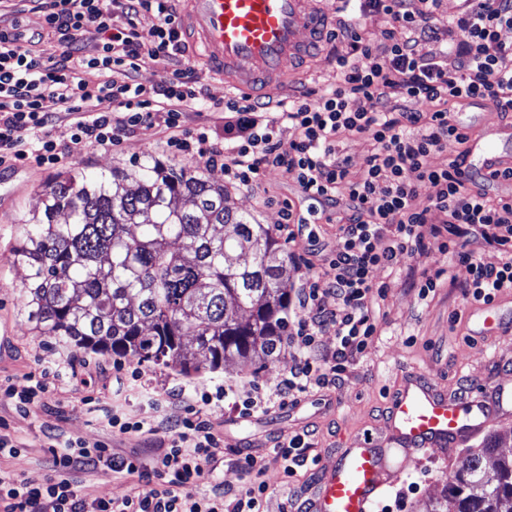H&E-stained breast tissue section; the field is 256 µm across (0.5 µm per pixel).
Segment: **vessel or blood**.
<instances>
[{
	"instance_id": "obj_1",
	"label": "vessel or blood",
	"mask_w": 512,
	"mask_h": 512,
	"mask_svg": "<svg viewBox=\"0 0 512 512\" xmlns=\"http://www.w3.org/2000/svg\"><path fill=\"white\" fill-rule=\"evenodd\" d=\"M183 27L192 47L224 84L260 96L284 80L286 62L317 50L328 15L315 0H183ZM512 413V386L475 384L465 397L437 391L409 375L394 392L386 435H352L333 466H318L307 512H372L412 456L467 443Z\"/></svg>"
}]
</instances>
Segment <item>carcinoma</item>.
I'll return each mask as SVG.
<instances>
[{"instance_id":"obj_1","label":"carcinoma","mask_w":512,"mask_h":512,"mask_svg":"<svg viewBox=\"0 0 512 512\" xmlns=\"http://www.w3.org/2000/svg\"><path fill=\"white\" fill-rule=\"evenodd\" d=\"M12 261L26 271L37 335L78 349L216 372L233 358L266 366L288 334L290 258L273 229L225 207L224 186L204 172L151 156L52 181ZM503 441L470 453L423 512H446L448 500L455 512H512Z\"/></svg>"}]
</instances>
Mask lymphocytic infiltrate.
<instances>
[{
	"label": "lymphocytic infiltrate",
	"mask_w": 512,
	"mask_h": 512,
	"mask_svg": "<svg viewBox=\"0 0 512 512\" xmlns=\"http://www.w3.org/2000/svg\"><path fill=\"white\" fill-rule=\"evenodd\" d=\"M438 3L352 0L327 36L335 86L308 88L274 105L235 95L224 105V136L213 140L181 128L184 113L202 106L203 94L177 66L187 41L172 0H41V25L58 35L63 50L46 61L18 40L0 38V165L62 162V148L48 131L56 107L77 117L72 140L95 148L157 124L168 133L169 151L223 167L225 180L237 187H258L270 167L293 174L303 196L335 214L341 245L304 260L308 276L295 293L284 338L292 364L273 388L255 380L227 383L200 397L203 405L222 402L245 416L298 404L342 381L350 362L367 350L376 333L369 307L378 288L375 270L423 251L426 235L440 238L449 253L448 285L459 289L464 303L512 296V190L490 192L483 177L467 169L472 135L457 119L475 104L512 116V43L500 38L501 30L512 29V0H463L444 34L431 24ZM116 7L129 19L126 28L112 24ZM365 13L383 17L379 40L361 32L358 18ZM146 15L154 23L143 31L137 19ZM90 29L100 37V51L77 56L76 41ZM443 38L448 58L424 51V43ZM160 61L174 63L171 75L150 88L138 83L141 65ZM83 68L107 78L88 86L78 76ZM28 134L37 149H26ZM351 136L374 145L357 175L339 148ZM439 152L447 153V162L432 165ZM426 185L435 193L422 206L417 199ZM477 237L498 252L496 261L470 249ZM327 334L336 338L334 349L321 345ZM105 419L119 433L152 442L156 454L118 456L103 443L56 441L45 484L0 472V512H267L271 493L250 454L239 459L245 477L240 487L219 482L199 492L196 459L216 455L224 440L198 409L187 408L164 425L115 412ZM99 471L136 477L138 487L119 499L86 500L83 477Z\"/></svg>",
	"instance_id": "obj_1"
}]
</instances>
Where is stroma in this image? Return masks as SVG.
Listing matches in <instances>:
<instances>
[{"label":"stroma","mask_w":512,"mask_h":512,"mask_svg":"<svg viewBox=\"0 0 512 512\" xmlns=\"http://www.w3.org/2000/svg\"><path fill=\"white\" fill-rule=\"evenodd\" d=\"M0 26L19 27L23 34L20 44L43 58L60 54L62 47L56 36L48 34L33 12L29 0H0ZM330 45H323L319 57L310 67L293 73L283 90L273 92L271 101L295 95L308 87L324 88L336 81V68ZM187 71L203 88L207 109L185 113L182 128L194 132L210 129L212 135L224 133V103L229 98L221 80L212 78L198 58H191ZM71 117L56 114L51 127L53 138L64 144L68 157L63 165L47 168L34 163H17L8 168L0 196V387L24 389L32 372L54 371L61 358L70 354L68 346L37 335L21 308V284L25 276L22 267L14 265L10 256L17 244L22 220L31 217L41 207V193L51 179L77 169L96 171L112 167H131L147 156L175 160L187 164L184 156H172L165 147L166 133L157 126H143L122 137L114 146L94 149L85 143L72 141ZM211 181L224 188V202L234 211L249 215L259 224L277 225L282 221L279 204L292 202L297 215L307 223L295 239L279 233L288 254L295 260L288 267V286L298 288L306 275L300 258L310 246L336 249L335 223L318 214L315 201L301 195L293 176L278 169L266 170L261 183L254 189H238L224 182L219 167L205 170ZM274 205H267V198ZM423 254L406 258L403 264L381 268L375 273L382 293L373 297L371 309L377 332L364 356L348 367L347 377L340 385L307 396L298 406L277 409L266 416L239 417L237 412L208 407L205 415L224 436V451L213 457H199L198 466L205 477L217 478L225 485L236 487L242 482L237 467L241 442H248L253 455L264 467L261 478L273 489L268 512H281L288 491H303L312 480V473L298 471L294 477L284 476L279 465L270 457L273 442H288L303 429L315 432L309 455L319 457L321 464L336 461V450L343 437L365 431L382 434L387 429L384 412L406 372L417 370L437 387L458 386L463 381L498 380L512 385V335L485 334L473 337L470 322L451 327L449 316L461 308L458 289L440 285L427 300H420L417 289L409 287L408 268L447 269L449 257L440 250L439 239L430 237ZM89 367L77 368L74 375L58 380L51 378L36 407L30 413H19L12 400L0 398V434L20 445L22 452L15 457H0V469L11 472L32 484L44 483L51 475L47 466L48 442L56 436L80 439L89 444L103 442L113 453L122 455L145 448L143 439L112 431L103 418L102 409L114 406L124 417L138 420L152 415L163 419L165 414L182 411L194 404L195 388L224 382L274 380L287 371L291 359L280 351L277 359L266 367L242 359L226 361L216 373L201 371L183 374L179 366H155L138 362L132 357L122 360L125 375L138 379L137 388L126 396L115 398L113 390V356L90 350L83 351ZM186 385L183 401H167L165 411H153L152 399L167 400L166 393L177 385ZM149 388L151 397H144L142 388ZM467 449V448H466ZM465 448H458L447 458L428 460L407 459L402 481L381 498L388 512H420L423 502L441 496L449 476L461 467ZM137 481L116 473H91L85 476L83 494L91 500L117 499L128 494Z\"/></svg>","instance_id":"35a3bbf8"}]
</instances>
